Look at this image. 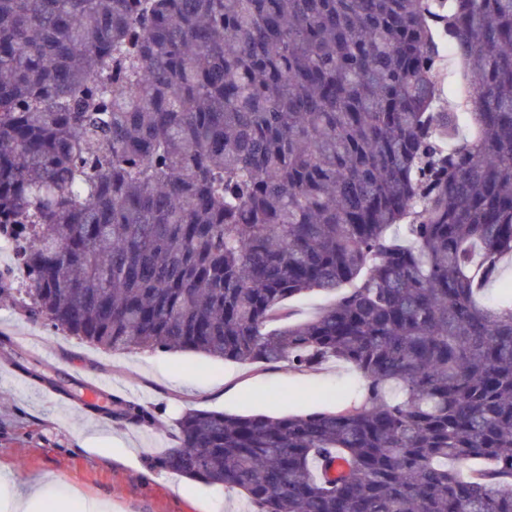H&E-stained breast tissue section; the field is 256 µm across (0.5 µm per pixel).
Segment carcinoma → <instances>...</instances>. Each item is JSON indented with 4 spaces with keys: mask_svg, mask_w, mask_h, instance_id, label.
Instances as JSON below:
<instances>
[{
    "mask_svg": "<svg viewBox=\"0 0 512 512\" xmlns=\"http://www.w3.org/2000/svg\"><path fill=\"white\" fill-rule=\"evenodd\" d=\"M0 240L34 323L358 377L189 408L153 468L249 512H512V0H0ZM332 299L331 294L316 291L295 298L290 302L292 320H305L312 317L320 308L328 305Z\"/></svg>",
    "mask_w": 512,
    "mask_h": 512,
    "instance_id": "1",
    "label": "carcinoma"
}]
</instances>
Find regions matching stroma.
<instances>
[{"label":"stroma","instance_id":"obj_1","mask_svg":"<svg viewBox=\"0 0 512 512\" xmlns=\"http://www.w3.org/2000/svg\"><path fill=\"white\" fill-rule=\"evenodd\" d=\"M66 380L96 374L125 399L155 409L149 431L105 423L67 407L65 393L41 390L33 371L47 363ZM352 373L333 362L312 372L286 364L256 367L194 352H112L43 323L30 322L0 296V501L32 475L53 474L40 512L98 501L102 512H246L235 490L209 486L149 466L172 444L186 408L230 414H300L335 406Z\"/></svg>","mask_w":512,"mask_h":512}]
</instances>
